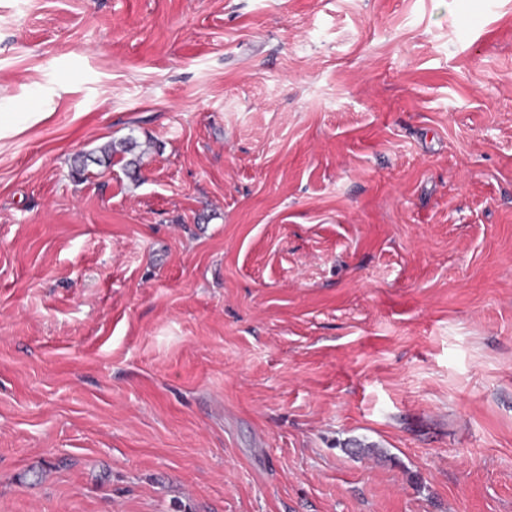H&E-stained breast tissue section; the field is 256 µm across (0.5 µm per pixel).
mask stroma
I'll list each match as a JSON object with an SVG mask.
<instances>
[{"label": "stroma", "mask_w": 512, "mask_h": 512, "mask_svg": "<svg viewBox=\"0 0 512 512\" xmlns=\"http://www.w3.org/2000/svg\"><path fill=\"white\" fill-rule=\"evenodd\" d=\"M9 112L0 512H512V0H0Z\"/></svg>", "instance_id": "stroma-1"}]
</instances>
